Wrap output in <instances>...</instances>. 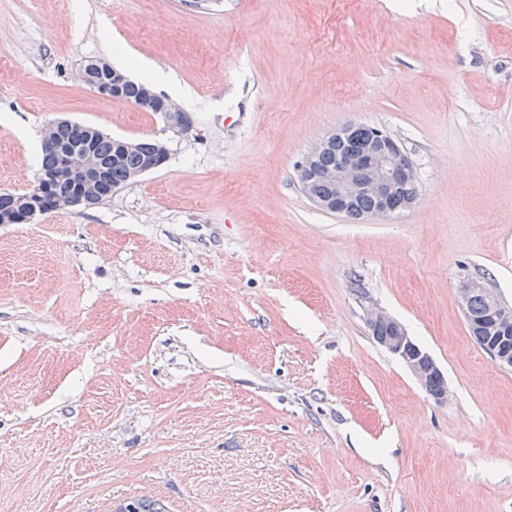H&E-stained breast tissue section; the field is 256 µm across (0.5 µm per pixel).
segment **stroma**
<instances>
[{"mask_svg":"<svg viewBox=\"0 0 512 512\" xmlns=\"http://www.w3.org/2000/svg\"><path fill=\"white\" fill-rule=\"evenodd\" d=\"M91 59L170 75L190 131L100 96ZM59 120L169 156L0 224V512H512V370L458 293L512 306V0H0V191L36 186ZM350 123L399 142L414 207L354 222L304 192ZM367 323L375 341L398 357L424 388L429 387L431 377L443 378L442 371L428 352L415 343L394 318L382 311L371 310ZM382 329L386 330L384 336L381 335ZM430 385L432 390H447L442 379H431Z\"/></svg>","mask_w":512,"mask_h":512,"instance_id":"stroma-1","label":"stroma"}]
</instances>
